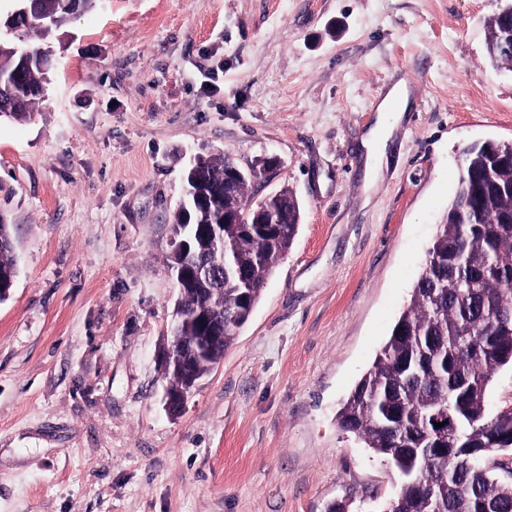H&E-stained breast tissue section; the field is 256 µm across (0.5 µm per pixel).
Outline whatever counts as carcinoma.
Masks as SVG:
<instances>
[{
	"label": "carcinoma",
	"instance_id": "cac0c4a2",
	"mask_svg": "<svg viewBox=\"0 0 512 512\" xmlns=\"http://www.w3.org/2000/svg\"><path fill=\"white\" fill-rule=\"evenodd\" d=\"M38 0L37 19L24 38L51 42L97 0ZM487 30L512 32V3L486 23ZM53 59L25 50H0V97L10 101L6 119L27 122L34 115ZM512 141L488 139L462 151L458 189L448 202L430 244L410 303L390 337L337 413L339 427L398 471L422 464L429 484L398 492L390 512H512V468L493 452L512 449V412L490 413L487 392L493 371L512 364ZM229 160L200 158L195 175L218 196L224 213L239 220L224 225L227 251L224 285L213 281L182 290L192 319L224 307L258 302L277 261L296 238L301 209L284 188L250 204L248 181L225 178ZM280 216L278 236L258 242L264 208ZM214 219L196 206L173 214L171 226L200 228ZM13 225L0 221V279H15ZM235 334L200 362L186 352L197 376L224 357ZM440 427H434V423Z\"/></svg>",
	"mask_w": 512,
	"mask_h": 512
}]
</instances>
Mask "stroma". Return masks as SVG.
Masks as SVG:
<instances>
[{
  "label": "stroma",
  "instance_id": "35a3bbf8",
  "mask_svg": "<svg viewBox=\"0 0 512 512\" xmlns=\"http://www.w3.org/2000/svg\"><path fill=\"white\" fill-rule=\"evenodd\" d=\"M507 0H98L26 123L0 121V512H381L398 477L336 421L406 308L462 149L512 140ZM412 107L369 181L361 137ZM275 155L299 232L183 410L159 349L170 222L197 156ZM411 90L408 83L401 79L396 82L378 102V119L363 139L366 148V167L378 175L387 144L393 131L401 124L405 112L411 107ZM12 224L0 221V277L4 281L2 288H7L6 281L15 279L16 261L12 240Z\"/></svg>",
  "mask_w": 512,
  "mask_h": 512
}]
</instances>
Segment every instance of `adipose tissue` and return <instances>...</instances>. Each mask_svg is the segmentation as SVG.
<instances>
[{
    "instance_id": "obj_1",
    "label": "adipose tissue",
    "mask_w": 512,
    "mask_h": 512,
    "mask_svg": "<svg viewBox=\"0 0 512 512\" xmlns=\"http://www.w3.org/2000/svg\"><path fill=\"white\" fill-rule=\"evenodd\" d=\"M411 90L406 81L396 82L378 102V119L363 139L366 148V167L379 172L387 144L411 107Z\"/></svg>"
}]
</instances>
